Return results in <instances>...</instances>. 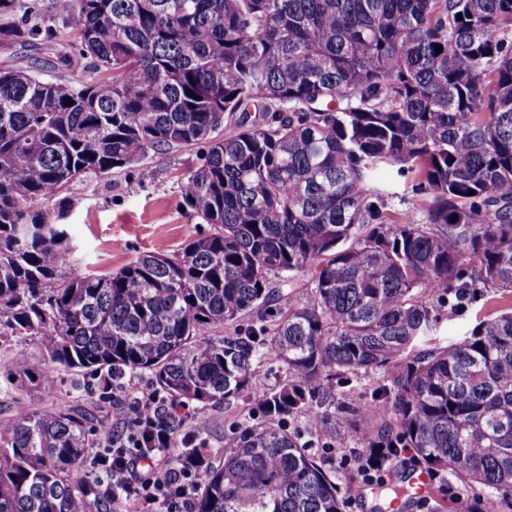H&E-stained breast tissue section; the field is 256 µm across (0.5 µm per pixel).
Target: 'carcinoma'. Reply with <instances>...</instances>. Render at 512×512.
Listing matches in <instances>:
<instances>
[{
	"label": "carcinoma",
	"instance_id": "obj_1",
	"mask_svg": "<svg viewBox=\"0 0 512 512\" xmlns=\"http://www.w3.org/2000/svg\"><path fill=\"white\" fill-rule=\"evenodd\" d=\"M63 35L0 0V37L45 48L0 68V399L60 375L146 372L168 401L227 406L271 358L264 420L204 463L193 512H343L336 472L284 417L332 429L350 460L420 467L512 512V310L439 346L443 305L512 291V0H53ZM443 51H436V47ZM92 77L53 78L72 52ZM194 96H189L187 91ZM203 145L181 204L211 226L108 275L67 271L53 221L83 175ZM396 168L415 202L375 185ZM315 274L302 294L294 276ZM275 307L272 329L247 318ZM40 344L31 363L16 342ZM383 373L384 412L330 409ZM85 400L0 418V512H117L89 468L108 427ZM383 383L382 374L377 371L358 377L348 376L336 387V403L340 402L348 405L372 403L377 390Z\"/></svg>",
	"mask_w": 512,
	"mask_h": 512
}]
</instances>
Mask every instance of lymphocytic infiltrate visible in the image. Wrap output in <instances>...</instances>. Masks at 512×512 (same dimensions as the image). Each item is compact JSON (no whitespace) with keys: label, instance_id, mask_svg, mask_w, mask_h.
I'll list each match as a JSON object with an SVG mask.
<instances>
[{"label":"lymphocytic infiltrate","instance_id":"1","mask_svg":"<svg viewBox=\"0 0 512 512\" xmlns=\"http://www.w3.org/2000/svg\"><path fill=\"white\" fill-rule=\"evenodd\" d=\"M99 386L109 397H123L128 415L94 454L96 464H111L116 497L136 512H190L202 463L197 437L185 432L187 416L163 412L160 393L143 390L122 377H102ZM145 473H138L140 463Z\"/></svg>","mask_w":512,"mask_h":512}]
</instances>
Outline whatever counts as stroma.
<instances>
[{"mask_svg":"<svg viewBox=\"0 0 512 512\" xmlns=\"http://www.w3.org/2000/svg\"><path fill=\"white\" fill-rule=\"evenodd\" d=\"M199 163L198 149L148 151L136 164L109 175H89L62 193L65 222L76 245L77 270L107 274L118 271L139 254L161 249L174 251L192 236L207 234L209 225L197 223L182 211L180 180ZM512 309V292L489 291L475 303L446 314L436 332L445 345L458 342L479 319ZM283 375L282 366L262 360L253 386L233 405L202 406L191 403L199 430L210 452H217L233 429L258 422L266 392ZM285 429L299 433L312 453L325 457L340 475L345 512H387L388 485L367 482L356 468L343 467V449L333 436L303 416L283 420Z\"/></svg>","mask_w":512,"mask_h":512,"instance_id":"35a3bbf8","label":"stroma"}]
</instances>
